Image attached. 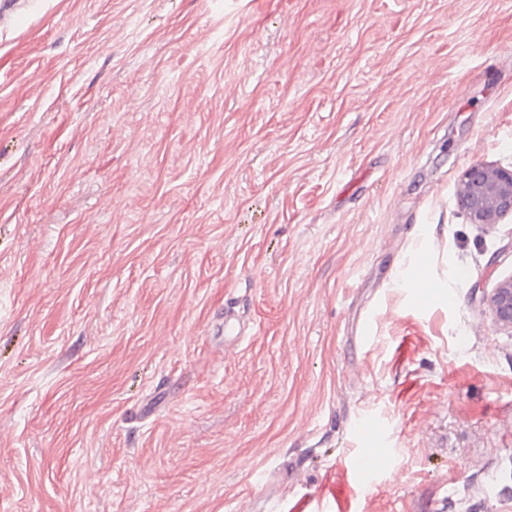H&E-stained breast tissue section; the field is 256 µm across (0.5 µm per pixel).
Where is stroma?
Here are the masks:
<instances>
[{"instance_id":"1","label":"stroma","mask_w":512,"mask_h":512,"mask_svg":"<svg viewBox=\"0 0 512 512\" xmlns=\"http://www.w3.org/2000/svg\"><path fill=\"white\" fill-rule=\"evenodd\" d=\"M509 46L512 0L0 26V512H512V216L458 204L512 169ZM458 201L471 223H499L512 214V170L484 163L471 165L461 178ZM487 306L498 325L512 329V277L499 282L487 297Z\"/></svg>"}]
</instances>
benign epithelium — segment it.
<instances>
[{
  "instance_id": "1",
  "label": "benign epithelium",
  "mask_w": 512,
  "mask_h": 512,
  "mask_svg": "<svg viewBox=\"0 0 512 512\" xmlns=\"http://www.w3.org/2000/svg\"><path fill=\"white\" fill-rule=\"evenodd\" d=\"M460 208L473 224H497L512 214V170L475 163L465 170L458 194ZM494 321L512 329V277L499 282L487 297Z\"/></svg>"
}]
</instances>
